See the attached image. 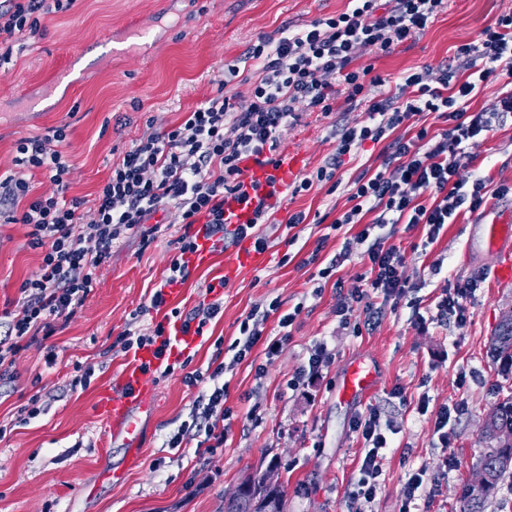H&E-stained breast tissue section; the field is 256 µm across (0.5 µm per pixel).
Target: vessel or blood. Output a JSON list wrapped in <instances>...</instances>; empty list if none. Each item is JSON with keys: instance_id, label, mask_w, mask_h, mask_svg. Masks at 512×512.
Masks as SVG:
<instances>
[{"instance_id": "b4317fda", "label": "vessel or blood", "mask_w": 512, "mask_h": 512, "mask_svg": "<svg viewBox=\"0 0 512 512\" xmlns=\"http://www.w3.org/2000/svg\"><path fill=\"white\" fill-rule=\"evenodd\" d=\"M300 158L286 155L278 170L251 167L249 180L265 182L267 177H275L278 191H285L294 173L301 166ZM483 241L488 250L496 252L500 261L493 271V279L498 284L512 283V218L500 217L483 225ZM257 255L249 249L224 257V276L232 278L236 272L257 262ZM152 350L138 351L116 376L112 386L100 396L98 408L105 418L113 437L122 438L125 444L124 470L137 467L143 454L142 437L137 412L152 408L155 404L156 390L144 373L143 368L154 365ZM375 380L372 367L359 362L351 363L343 376L340 393L351 399L367 394Z\"/></svg>"}]
</instances>
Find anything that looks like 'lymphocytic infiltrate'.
I'll return each instance as SVG.
<instances>
[{
  "label": "lymphocytic infiltrate",
  "instance_id": "f902f5d3",
  "mask_svg": "<svg viewBox=\"0 0 512 512\" xmlns=\"http://www.w3.org/2000/svg\"><path fill=\"white\" fill-rule=\"evenodd\" d=\"M74 3L0 0V68L11 63L16 43L40 33L46 16L67 12ZM444 5L445 0H348L342 12L313 19L298 29L282 28L275 37H258L242 58L253 71L248 104L240 107L233 97L217 95L187 112L179 123L133 143L113 163L90 213L82 212L81 199L66 196L70 167L60 151L67 139L65 126L18 140L15 165L49 171L53 189L34 197L25 178L0 177V221L28 226L27 244L41 253L39 274L21 283L14 308L0 311V388L13 381L16 357L31 343H46L45 364L56 366L58 353L49 340L81 309L97 284L99 270L111 258L113 245L125 235L143 232L157 213L169 210L175 211L186 230L178 239L164 285L150 296L151 309L163 311L164 317L144 334L124 330L115 343L126 353L155 347L165 373H173L172 324L204 337L221 305L203 303L186 313L167 309V286L188 279L190 259L200 241L216 249L248 239L256 249L265 250L267 240L258 227L268 223L277 193L249 192L244 182L247 167L277 165L284 131L298 122L302 112L332 114L340 98L349 104L364 103L367 123L332 128L334 154L316 171L295 180L292 193L297 196L331 180L345 158L356 155L363 144L384 143L380 169L354 180L352 206L332 224L338 230L361 223L369 214L377 230L364 252L368 262L364 285L352 291L350 302L341 304L337 313L349 320L360 303L371 322L379 314L375 300L398 305L413 284L404 274L403 254L389 243L393 228L424 226L432 242L458 209H480L487 183L466 176L468 156L463 145L492 131L500 115L512 112V10L484 27L477 42L458 46L455 63L436 72L427 68L407 72L395 90H386L384 79L372 75L370 67L357 65L361 49L384 57L424 33ZM492 77L504 80L506 92L492 109L467 111L465 102ZM429 114L442 120L441 131L420 124V117ZM402 126L411 128L412 136L400 135ZM230 197L251 198V223L230 225L224 216V203ZM472 293L469 283L446 287L436 305L437 319L464 328ZM281 307V300L274 298L248 312L239 338L230 346L232 363L251 354L273 315L280 331L267 350L272 356L282 351L298 314L282 312ZM224 370L220 364L207 376L198 371L184 375V384L197 389L198 395L188 420L169 434L167 447L192 441L207 453L223 447L228 414ZM351 428L362 438L365 451L353 497L368 502L380 485L388 440L381 415L374 409L356 416Z\"/></svg>",
  "mask_w": 512,
  "mask_h": 512
}]
</instances>
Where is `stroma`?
Wrapping results in <instances>:
<instances>
[{"label": "stroma", "mask_w": 512, "mask_h": 512, "mask_svg": "<svg viewBox=\"0 0 512 512\" xmlns=\"http://www.w3.org/2000/svg\"><path fill=\"white\" fill-rule=\"evenodd\" d=\"M346 0H78L68 13L48 17L40 35L15 54L14 67L0 73V174L14 171L19 139L68 127L62 152L71 167L68 197L93 209L99 186L113 161L132 142L160 127L179 122L186 112L217 95L227 64L239 62L251 41L288 25H300L345 9ZM512 9V0H449L435 22L387 57L363 52L361 65L389 83L422 67L439 70L455 49L476 41L480 31ZM156 30L149 45L125 50L113 41L130 20ZM57 81H50V74ZM44 96L30 112L21 87ZM360 106H342L332 118L310 114L282 136L281 149L307 156L313 171L336 144L330 125L366 120ZM381 145L366 143L357 157L337 171L340 183H322L302 195L283 197L271 216L261 263L218 287L224 253L209 265L192 266L180 297L168 307L189 311L220 297L223 311L204 339L189 352L191 369L207 370L217 360L216 338L232 342L246 313L280 298L284 310L299 309L292 336L275 357L257 344L248 360L226 370L225 404L233 411L226 441L213 453L198 455L195 445L172 449L165 439L187 420L197 396L182 371L152 374L157 400L139 415L144 452L139 466L119 482L103 480L120 470L122 439L112 438L97 409L98 399L129 357L113 341L128 326L129 314L148 304L151 291L167 276L183 225L158 213L159 229L150 245L129 236L114 245L99 273V283L82 310L51 342L59 362L46 368L45 351L34 343L22 350L16 378L0 394V512H224V494L247 476L274 470L285 491V512H401L399 491L410 474L423 469L438 483L418 500L417 512H460L458 492L483 454L482 420L500 397L505 381L487 354L503 313L512 308V288L492 283L499 257L477 247V227L486 212L512 207V197L495 189L512 184V115L487 135L469 142L470 167L486 177L490 193L482 210L461 211L437 241L427 243L422 228L397 225L390 245L405 256V273L419 291L398 306L382 309L375 325L364 312L350 322L336 314L341 300L358 287L367 266L361 225L332 230L333 221L351 206L349 185L362 171H376ZM305 211L307 223L288 228L289 214ZM27 228L0 223V309L19 297V287L34 277L40 254L27 246ZM349 244L351 257L340 285L315 292L316 266L300 261L318 252L327 262ZM471 281L470 319L464 328L435 320V305L447 284ZM214 294H207L209 284ZM326 344L333 363L317 376L297 379L309 354ZM356 360L373 364L377 379L363 399L347 400L339 382ZM93 370L87 389H71L75 367ZM403 388L404 399L394 398ZM38 398L45 412L28 423L17 411ZM427 401V412L418 404ZM458 407L448 423V444H441L435 419L441 407ZM376 409L393 433L383 461L381 485L371 502L352 499L363 441L350 428L355 415ZM455 458V467L444 464Z\"/></svg>", "instance_id": "obj_1"}]
</instances>
